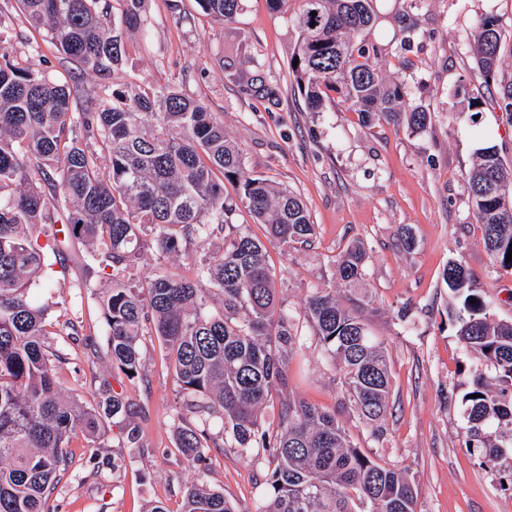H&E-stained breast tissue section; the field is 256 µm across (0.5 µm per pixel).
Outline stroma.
<instances>
[{"label": "stroma", "mask_w": 512, "mask_h": 512, "mask_svg": "<svg viewBox=\"0 0 512 512\" xmlns=\"http://www.w3.org/2000/svg\"><path fill=\"white\" fill-rule=\"evenodd\" d=\"M378 20L366 41L380 49L377 63L403 83L408 103L430 112L426 132L406 125L366 126L339 104L308 109L288 70L298 29L300 0L274 10L270 0H242L235 21L205 17L197 0H148L150 26L128 44L126 80L173 83L204 103L243 153L250 172L288 189L316 226L311 247L281 250L269 245L278 295L297 313L299 334L313 331L300 313L311 289L335 288V260L348 245L364 244L368 259L362 283L371 303L364 315L384 341L391 370V412L382 442L370 440L344 406L331 364L316 346L293 356L288 392L336 411L359 447L406 466L417 489L416 512H512V486L482 466L464 445L459 399L470 363L449 312L452 293L442 273L462 261L480 295L490 297L496 319L512 320V271L494 265L481 243L467 174L480 145L494 146L512 164V114L500 87L512 82V0H376ZM14 17L9 46L17 61L39 54L55 75L92 92L95 76L81 73L41 31L32 28L17 0H0ZM493 13L502 30L501 65L491 86L474 80L476 21ZM415 23L414 33L404 30ZM273 86V95L242 93L240 79ZM479 100L478 110L468 107ZM409 229L412 250L400 241ZM46 278L34 295L49 307L50 323L71 320L72 335H49L62 357L58 386L93 402V377H109L125 393L141 427V447H128L111 431L104 448L90 453L82 434L69 445L71 463L53 500L59 512H146L161 501L180 512L194 473L222 490L236 512H254L267 463L252 462L226 446L205 451L201 470L178 453V427L193 423L166 369L155 337L144 339L138 377L129 379L102 362L107 327L96 295L104 278L85 249L67 245L48 255ZM408 319H400L401 308Z\"/></svg>", "instance_id": "1"}]
</instances>
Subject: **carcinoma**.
<instances>
[{
    "mask_svg": "<svg viewBox=\"0 0 512 512\" xmlns=\"http://www.w3.org/2000/svg\"><path fill=\"white\" fill-rule=\"evenodd\" d=\"M301 0L300 34L291 68L307 105L337 99L371 126L406 121L424 132L432 119L406 103L400 84L376 67L378 46L362 39L377 15L373 0ZM34 28L86 74L112 77L91 94H77L51 75L44 61L16 63L3 53L12 17L0 11V512H58L49 504L70 465L73 431L88 447L104 444L108 424L136 447L140 430L128 402L105 379L97 400L67 395L54 378L59 355L45 345L48 308L32 286L48 254L81 244L104 272V356L122 374L141 369L145 333L166 352L184 408L196 422L178 428L176 448L195 466L218 446L211 432L222 422L224 441L254 461L271 459L266 492L256 512H416L409 471L358 447L336 412L291 396L281 398L276 427L261 411L288 386L290 355L304 348L295 314L277 300L264 242L232 223L238 203L265 225L283 250L313 243L316 227L301 201L249 172L238 147L201 102L174 84L117 80L127 60L124 33L145 31L144 0H19ZM216 23L230 22L241 0H198ZM317 15H311V12ZM119 24L107 29V16ZM501 31L492 14L477 25V77L488 84L500 64ZM239 200L224 196V181ZM481 243L494 263L512 249V203L496 188L512 185V165L495 147L477 153L468 174ZM62 213V228L52 213ZM224 233V254L199 253L200 243ZM179 255L193 258L196 278L166 268ZM362 245L336 258L343 284L364 275ZM153 262L156 272L136 283L131 271ZM460 300L453 316L470 366L460 397L466 447L480 450L490 469L512 470V321L495 319L490 302L472 288L462 262L444 269ZM219 304L221 312L211 311ZM365 298L346 307L334 288H317L302 314L344 390L347 407L374 441L384 438L391 390L388 353L362 316ZM181 512H234L224 492L191 483Z\"/></svg>",
    "mask_w": 512,
    "mask_h": 512,
    "instance_id": "obj_1",
    "label": "carcinoma"
}]
</instances>
